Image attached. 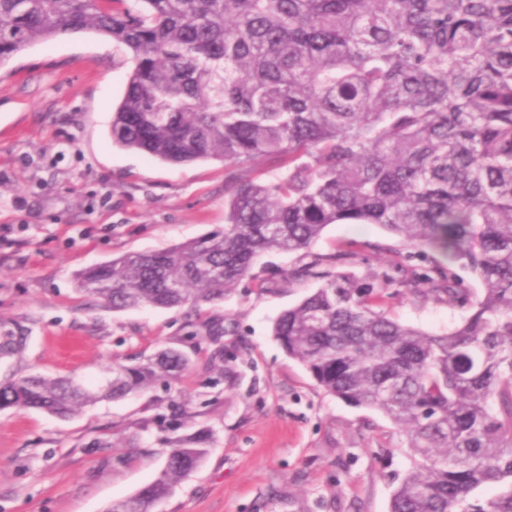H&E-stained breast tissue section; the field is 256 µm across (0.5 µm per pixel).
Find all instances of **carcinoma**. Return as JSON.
Wrapping results in <instances>:
<instances>
[{"label": "carcinoma", "mask_w": 512, "mask_h": 512, "mask_svg": "<svg viewBox=\"0 0 512 512\" xmlns=\"http://www.w3.org/2000/svg\"><path fill=\"white\" fill-rule=\"evenodd\" d=\"M0 0V65L58 36L112 38L133 63L112 141L172 164L220 160L224 229L75 276L114 311L224 299L269 251L303 257L330 224L376 225L403 278L326 270L274 337L323 390L376 410L412 467L390 512H512V0ZM278 169L270 181L241 171ZM479 283L460 287L455 267ZM401 287L394 293L390 288ZM466 307L448 331L394 319L391 297ZM165 348L90 388L0 380V410L67 418L176 378ZM171 441L161 476L107 512H154L205 459ZM499 492L482 498L478 490Z\"/></svg>", "instance_id": "1"}]
</instances>
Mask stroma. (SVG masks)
Masks as SVG:
<instances>
[{
	"label": "stroma",
	"mask_w": 512,
	"mask_h": 512,
	"mask_svg": "<svg viewBox=\"0 0 512 512\" xmlns=\"http://www.w3.org/2000/svg\"><path fill=\"white\" fill-rule=\"evenodd\" d=\"M132 70L94 32L36 44L0 67V379L41 373L92 386L113 361L173 347L188 370L147 392L68 419L0 411V512H107L162 473L171 438L213 440L157 512H389L410 466L381 413L331 397L273 336L284 310L318 287L287 279L295 256L264 254L223 300L197 308L113 311L77 289L76 272L133 251H163L222 230L223 162L169 164L112 141V111ZM394 238L332 224L314 255L340 269L397 275ZM401 322L442 332L461 309L388 300ZM228 327L215 356L204 326ZM233 368L236 379L225 378Z\"/></svg>",
	"instance_id": "obj_1"
}]
</instances>
